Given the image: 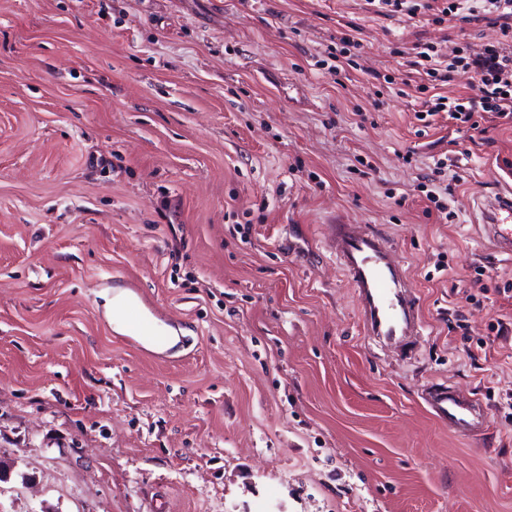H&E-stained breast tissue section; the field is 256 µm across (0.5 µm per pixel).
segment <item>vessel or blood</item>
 <instances>
[{
  "label": "vessel or blood",
  "mask_w": 512,
  "mask_h": 512,
  "mask_svg": "<svg viewBox=\"0 0 512 512\" xmlns=\"http://www.w3.org/2000/svg\"><path fill=\"white\" fill-rule=\"evenodd\" d=\"M484 232L493 247L512 255V196L483 202ZM336 262L359 302L364 334L380 346L401 349L422 335L419 297L392 243L365 224H340L331 240ZM428 412L463 437L484 434L489 416L479 399L444 382H432L423 396Z\"/></svg>",
  "instance_id": "obj_1"
}]
</instances>
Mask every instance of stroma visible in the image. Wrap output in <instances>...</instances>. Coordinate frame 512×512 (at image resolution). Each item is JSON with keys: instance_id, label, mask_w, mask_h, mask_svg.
<instances>
[{"instance_id": "obj_1", "label": "stroma", "mask_w": 512, "mask_h": 512, "mask_svg": "<svg viewBox=\"0 0 512 512\" xmlns=\"http://www.w3.org/2000/svg\"><path fill=\"white\" fill-rule=\"evenodd\" d=\"M499 38L366 0H0V512H512V257L476 204L512 124L419 121L399 54ZM336 224L393 243L415 345L364 336ZM126 283L177 344L114 330ZM106 315L111 323H115L117 331L126 329L125 320L122 317V310L127 305L128 297L125 293H117L114 297L105 295ZM427 390L423 396L426 409L453 433L470 438L488 429L489 416L479 399L445 382L434 381Z\"/></svg>"}]
</instances>
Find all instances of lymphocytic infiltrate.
<instances>
[{"mask_svg":"<svg viewBox=\"0 0 512 512\" xmlns=\"http://www.w3.org/2000/svg\"><path fill=\"white\" fill-rule=\"evenodd\" d=\"M394 12L415 16L429 12L435 21L445 15L463 11L470 24H493L499 27L501 39L455 55L451 62L442 63L436 47L429 43L415 46L409 65L418 75L426 77L431 86L445 85L454 72L474 73L478 78L475 95L449 97L432 95L424 100L427 115L447 113L449 119L479 129L481 123L504 119L512 122V0H378Z\"/></svg>","mask_w":512,"mask_h":512,"instance_id":"obj_1","label":"lymphocytic infiltrate"}]
</instances>
